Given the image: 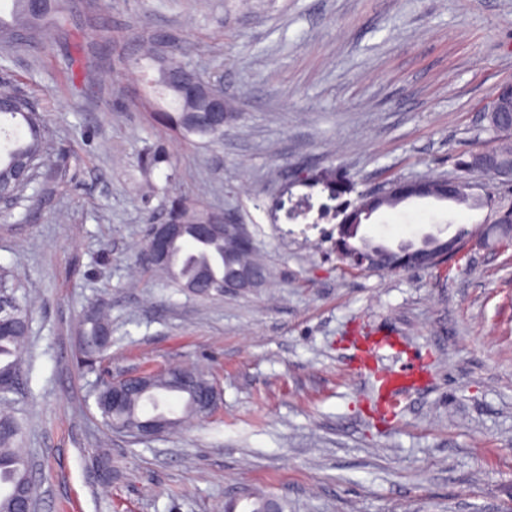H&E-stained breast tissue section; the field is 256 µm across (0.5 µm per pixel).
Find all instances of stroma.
Returning <instances> with one entry per match:
<instances>
[{"label": "stroma", "instance_id": "obj_1", "mask_svg": "<svg viewBox=\"0 0 512 512\" xmlns=\"http://www.w3.org/2000/svg\"><path fill=\"white\" fill-rule=\"evenodd\" d=\"M68 2L41 46L0 44L66 155L53 192L28 191L0 220V267L35 297L15 399L38 512H224L233 498L249 512L247 490L288 512H512V246L354 269L331 214L349 195L310 183L339 168L358 192L460 176L512 83V0ZM186 45L233 114L220 140L156 117L152 81ZM160 139L172 163L144 176ZM467 175L491 204L408 201L361 234L394 248L512 204L511 187ZM174 195L245 228L261 288L200 298L139 270L148 220ZM97 302L112 310L103 370L198 365L221 391L214 412L153 439L104 428L100 376L73 365L78 317ZM382 374L404 379L392 411Z\"/></svg>", "mask_w": 512, "mask_h": 512}]
</instances>
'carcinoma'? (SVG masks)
<instances>
[{
    "label": "carcinoma",
    "mask_w": 512,
    "mask_h": 512,
    "mask_svg": "<svg viewBox=\"0 0 512 512\" xmlns=\"http://www.w3.org/2000/svg\"><path fill=\"white\" fill-rule=\"evenodd\" d=\"M11 22L0 18V42L10 43L23 34L26 42L37 44L42 39L43 28L49 20H56L64 10L65 0H47L41 13L36 14L30 8L29 0H10ZM167 68L159 70L154 87L159 99H170L168 111L158 112V118L170 129L184 136H200L212 139L221 137L223 130L204 128L186 123L189 113L203 108V102L185 96L166 77ZM484 132L493 143L492 149L498 160H512V132L503 129L501 117L488 116V126ZM0 137L3 138V150L0 151V192L20 199L30 183L19 177L20 170L35 175L40 170L50 172L60 166L64 156L53 155L49 143L46 123L43 115L25 97L19 95L12 82L0 78ZM170 163V154L165 145L156 144L145 152L143 164L146 168H157ZM448 200L463 204L469 208L484 206V198L479 187L468 181L455 179L448 181ZM178 212L181 224H218L222 214L204 209L179 197ZM350 248L364 254L385 249L371 239L358 234L345 238ZM173 266L159 269L177 288L193 280L199 272L205 270L210 278L219 283L229 278L242 266H251L258 270L253 254L238 250L235 243L222 236L214 237L204 243L195 244L190 231L173 247ZM22 285L14 275L0 269V318L10 322V327L0 330V375L21 377L22 355L30 333L31 301L30 296L20 292ZM112 330V319L104 307L89 305L79 316L77 336L84 358L77 360L80 369L92 370L95 362L87 360L94 354L99 338L105 331ZM111 385L101 384L95 402L104 425L114 431L136 420L148 417H167L171 411L162 407L163 399L170 389H162L154 395L153 411L148 412L144 402L137 399L130 404L112 409L109 399ZM183 400L182 415L172 418L171 428H176L196 419L192 413L193 398L179 392ZM23 422L16 416L13 398L8 392H0V512H18L22 496L33 497V485L29 462L21 448Z\"/></svg>",
    "instance_id": "1"
}]
</instances>
